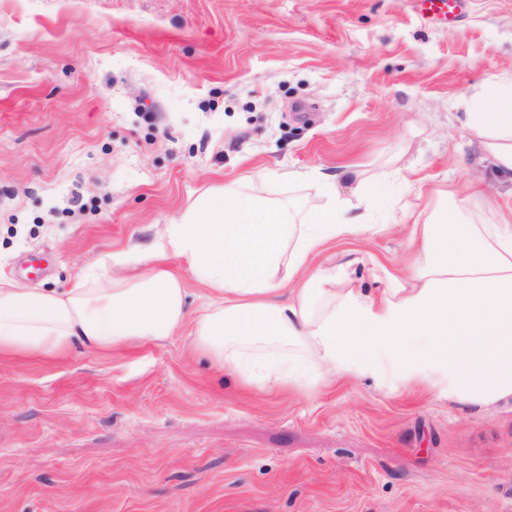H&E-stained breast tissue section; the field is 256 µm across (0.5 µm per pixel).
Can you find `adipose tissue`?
<instances>
[{"instance_id":"obj_1","label":"adipose tissue","mask_w":512,"mask_h":512,"mask_svg":"<svg viewBox=\"0 0 512 512\" xmlns=\"http://www.w3.org/2000/svg\"><path fill=\"white\" fill-rule=\"evenodd\" d=\"M465 124L512 178V93L503 110L466 113ZM322 184L325 204L304 214L268 202L255 176L248 192L202 198L158 241L102 256L62 291L0 280V355L107 354L188 325L192 350L247 387L303 391L339 374L481 409L512 397V216L484 204L478 186L445 207L423 200L403 266L373 264L388 282L374 297L357 258L311 265L327 242L373 229L360 172ZM174 259L209 290L197 314Z\"/></svg>"}]
</instances>
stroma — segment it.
I'll list each match as a JSON object with an SVG mask.
<instances>
[{
	"label": "stroma",
	"instance_id": "35a3bbf8",
	"mask_svg": "<svg viewBox=\"0 0 512 512\" xmlns=\"http://www.w3.org/2000/svg\"><path fill=\"white\" fill-rule=\"evenodd\" d=\"M511 88L512 0H0V279L62 290L259 172L310 210L317 174L366 171L377 224L476 183L511 211L462 123ZM354 249L396 268L406 230L313 263ZM0 512H512V398L246 390L183 331L0 356ZM424 10L430 12V15L445 17L448 21L455 19L461 8V0H418Z\"/></svg>",
	"mask_w": 512,
	"mask_h": 512
}]
</instances>
